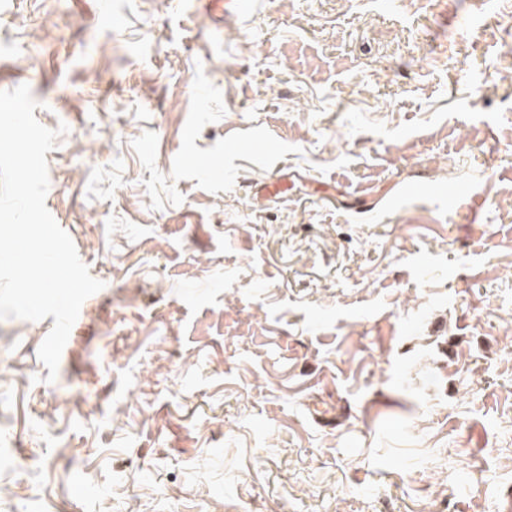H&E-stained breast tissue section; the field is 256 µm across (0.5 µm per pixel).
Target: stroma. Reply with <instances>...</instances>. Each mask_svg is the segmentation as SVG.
<instances>
[{"mask_svg": "<svg viewBox=\"0 0 512 512\" xmlns=\"http://www.w3.org/2000/svg\"><path fill=\"white\" fill-rule=\"evenodd\" d=\"M224 3L0 0L104 284L0 319V512H500L512 0Z\"/></svg>", "mask_w": 512, "mask_h": 512, "instance_id": "1", "label": "stroma"}]
</instances>
